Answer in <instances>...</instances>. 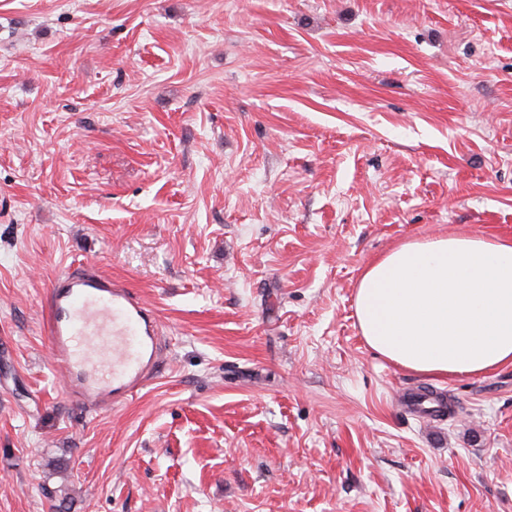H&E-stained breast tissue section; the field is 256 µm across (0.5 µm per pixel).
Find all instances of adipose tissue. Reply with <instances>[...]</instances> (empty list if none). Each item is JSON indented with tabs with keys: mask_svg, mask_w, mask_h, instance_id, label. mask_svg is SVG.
Listing matches in <instances>:
<instances>
[{
	"mask_svg": "<svg viewBox=\"0 0 512 512\" xmlns=\"http://www.w3.org/2000/svg\"><path fill=\"white\" fill-rule=\"evenodd\" d=\"M354 308L365 344L408 372L475 377L512 365V240L405 242L362 269Z\"/></svg>",
	"mask_w": 512,
	"mask_h": 512,
	"instance_id": "1",
	"label": "adipose tissue"
}]
</instances>
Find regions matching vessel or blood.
I'll use <instances>...</instances> for the list:
<instances>
[{
	"label": "vessel or blood",
	"mask_w": 512,
	"mask_h": 512,
	"mask_svg": "<svg viewBox=\"0 0 512 512\" xmlns=\"http://www.w3.org/2000/svg\"><path fill=\"white\" fill-rule=\"evenodd\" d=\"M43 317L53 364L81 408L132 396L156 369L158 322L118 281L88 269L62 273Z\"/></svg>",
	"instance_id": "b4317fda"
}]
</instances>
